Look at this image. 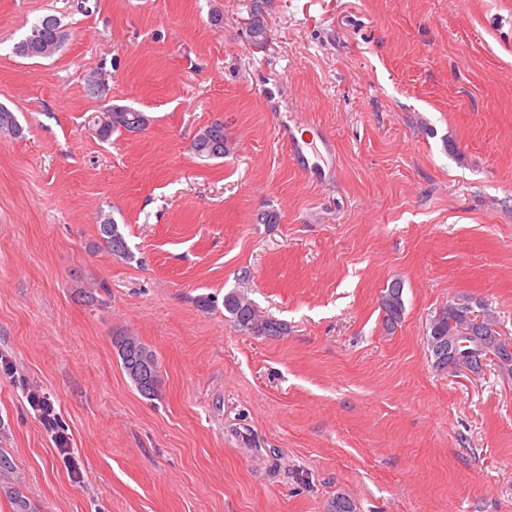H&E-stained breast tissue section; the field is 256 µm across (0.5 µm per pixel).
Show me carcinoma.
I'll list each match as a JSON object with an SVG mask.
<instances>
[{
	"label": "carcinoma",
	"mask_w": 512,
	"mask_h": 512,
	"mask_svg": "<svg viewBox=\"0 0 512 512\" xmlns=\"http://www.w3.org/2000/svg\"><path fill=\"white\" fill-rule=\"evenodd\" d=\"M67 38V33L57 17L44 16L31 25L30 34L17 42L13 51L16 55L26 58H46L57 53ZM112 122L107 132L126 130L131 124L134 113L125 107L111 108ZM22 133L15 114L5 106H0V136L17 137ZM191 152L204 159L224 157L227 147L224 146V123L215 121L201 128L193 137ZM99 234L111 254L117 258L130 257L124 234L119 225L110 217L104 218L99 224ZM404 285L400 281L390 283L381 296V309L384 312L385 329H395L404 318L405 303L403 299ZM473 309L468 298L448 303L439 310L428 322L425 330L426 343L437 365L448 363V354L465 353L481 350L487 354L494 353L501 365H512V352L501 349L497 338L485 336L483 332L471 328L467 324V314ZM224 312L238 332L254 336H282L286 334V325L259 314L255 302L247 291L239 288L224 294ZM113 345L121 361V366L145 398L158 396L161 385L159 360L157 354L134 336H117ZM150 368L149 381H144L142 370Z\"/></svg>",
	"instance_id": "carcinoma-1"
}]
</instances>
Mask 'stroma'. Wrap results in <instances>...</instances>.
<instances>
[{
  "label": "stroma",
  "mask_w": 512,
  "mask_h": 512,
  "mask_svg": "<svg viewBox=\"0 0 512 512\" xmlns=\"http://www.w3.org/2000/svg\"><path fill=\"white\" fill-rule=\"evenodd\" d=\"M251 9L0 0V105L23 128L0 138L14 489L37 512H330L340 493L356 512H512V373L436 368L424 336L468 296L512 341V0H266L261 47ZM50 14L64 46L17 56ZM113 106L145 126L104 134ZM300 118L333 138L332 178L291 160L278 130ZM217 120L232 151L198 158ZM242 286L285 335L235 330ZM126 333L158 356L155 398L121 367ZM99 234L113 256L123 259L130 257V251L124 234L111 217H105L101 224H99ZM404 285L400 281L390 283L381 296V309L384 312L383 324L387 331L395 329L404 318ZM26 397L32 410L36 412L39 423L46 431L54 434L56 448L63 460L71 462L73 449L70 448L68 437L59 431V415L54 404L48 397L33 390H28Z\"/></svg>",
  "instance_id": "obj_1"
}]
</instances>
